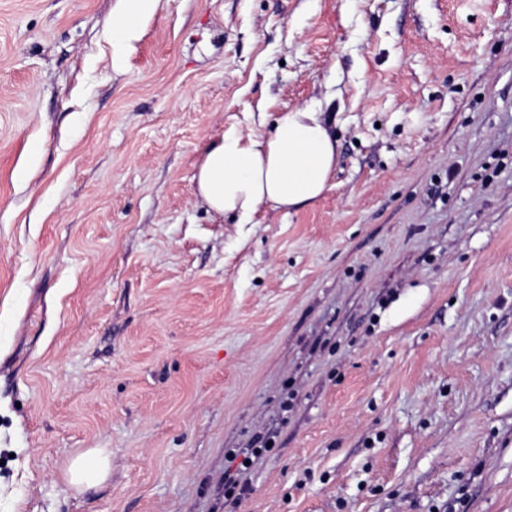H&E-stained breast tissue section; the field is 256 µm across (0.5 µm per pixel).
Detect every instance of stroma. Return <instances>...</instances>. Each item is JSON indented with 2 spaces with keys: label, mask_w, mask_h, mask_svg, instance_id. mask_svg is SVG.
<instances>
[{
  "label": "stroma",
  "mask_w": 512,
  "mask_h": 512,
  "mask_svg": "<svg viewBox=\"0 0 512 512\" xmlns=\"http://www.w3.org/2000/svg\"><path fill=\"white\" fill-rule=\"evenodd\" d=\"M117 5L0 0V512H512V0ZM315 101L318 203L201 205ZM120 9L112 17V48L115 61L136 41L142 23L157 11L160 0H119ZM109 470L107 456L102 451L95 450L74 460L67 475L73 485H92L105 480Z\"/></svg>",
  "instance_id": "obj_1"
}]
</instances>
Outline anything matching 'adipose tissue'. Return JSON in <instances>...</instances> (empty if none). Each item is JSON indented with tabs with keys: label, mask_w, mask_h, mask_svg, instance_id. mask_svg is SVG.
<instances>
[{
	"label": "adipose tissue",
	"mask_w": 512,
	"mask_h": 512,
	"mask_svg": "<svg viewBox=\"0 0 512 512\" xmlns=\"http://www.w3.org/2000/svg\"><path fill=\"white\" fill-rule=\"evenodd\" d=\"M160 0H120L112 17L115 56L136 41ZM337 141L321 104L281 113L270 131L246 134L229 128L208 142L193 177L195 194L208 211L239 224L264 209L284 214L314 205L331 187Z\"/></svg>",
	"instance_id": "ef3b65f1"
}]
</instances>
